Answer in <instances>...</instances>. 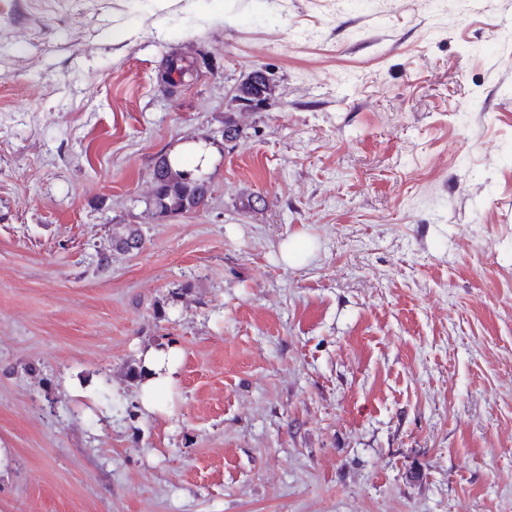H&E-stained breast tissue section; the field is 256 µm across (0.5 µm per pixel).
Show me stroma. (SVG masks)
<instances>
[{"label": "stroma", "mask_w": 512, "mask_h": 512, "mask_svg": "<svg viewBox=\"0 0 512 512\" xmlns=\"http://www.w3.org/2000/svg\"><path fill=\"white\" fill-rule=\"evenodd\" d=\"M0 448V512H512V0H0ZM267 79H268V76L266 75L265 71L256 70L250 75V78L248 79V81L252 85L260 86L261 82L267 81ZM255 86H253V87L252 86L250 87L249 85L242 86V91H246L249 94H252V93L258 94V95H246L248 98H250V100H245V99L241 98L240 95H242V94L239 91L240 90V86H239V88L237 89V94L235 95V102H237V104H239L240 106H242L243 108L248 109V110H253V111L261 110L267 104V100H264L263 96L260 95L259 93L263 94L265 97H271L272 92H273V86H272V84H266V83L261 84L260 88H257ZM154 205L160 214L176 215L205 204L209 182L185 170H174L168 157H160L153 167ZM312 249L308 238L304 234H295L288 237L280 247V259L288 266L303 264L311 256ZM140 356L145 369L140 381V399L143 408L150 412L158 396L175 385L177 373L170 350L149 346Z\"/></svg>", "instance_id": "35a3bbf8"}]
</instances>
